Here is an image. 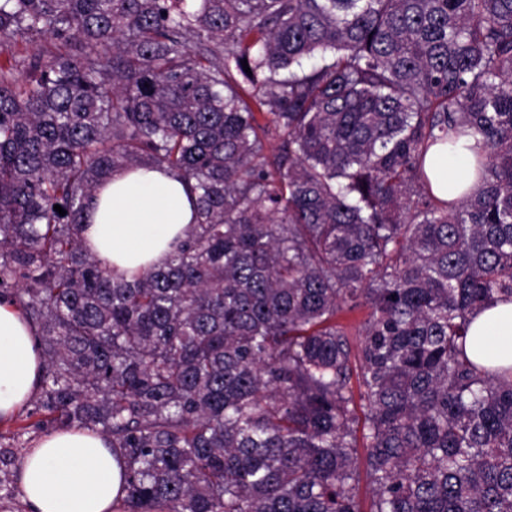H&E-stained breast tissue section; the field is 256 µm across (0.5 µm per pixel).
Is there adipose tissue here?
<instances>
[{
    "label": "adipose tissue",
    "mask_w": 512,
    "mask_h": 512,
    "mask_svg": "<svg viewBox=\"0 0 512 512\" xmlns=\"http://www.w3.org/2000/svg\"><path fill=\"white\" fill-rule=\"evenodd\" d=\"M426 170L439 195L456 199L479 189L469 150L429 152ZM194 206L174 172L134 167L113 173L96 194L80 231L86 251L116 275L163 265L193 225ZM468 352L491 365L512 367V298L499 297L470 324ZM43 357L37 329L0 299V419H10L37 392ZM123 460L100 432L62 428L38 440L18 470L26 512H113L123 494Z\"/></svg>",
    "instance_id": "adipose-tissue-1"
}]
</instances>
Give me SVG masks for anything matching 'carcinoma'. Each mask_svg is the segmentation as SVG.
Here are the masks:
<instances>
[{"instance_id": "1", "label": "carcinoma", "mask_w": 512, "mask_h": 512, "mask_svg": "<svg viewBox=\"0 0 512 512\" xmlns=\"http://www.w3.org/2000/svg\"><path fill=\"white\" fill-rule=\"evenodd\" d=\"M0 51V297L117 512H512V368L465 350L512 297V0H0ZM468 135L482 187L441 199ZM135 166L196 220L127 280L79 227Z\"/></svg>"}]
</instances>
